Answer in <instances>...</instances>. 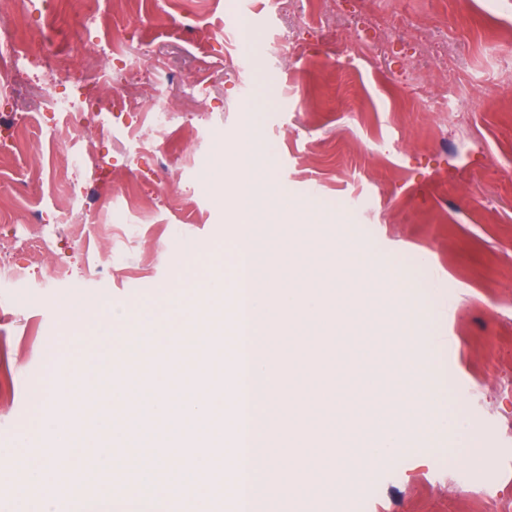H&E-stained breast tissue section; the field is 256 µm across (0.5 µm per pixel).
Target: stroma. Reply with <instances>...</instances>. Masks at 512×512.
<instances>
[{
	"mask_svg": "<svg viewBox=\"0 0 512 512\" xmlns=\"http://www.w3.org/2000/svg\"><path fill=\"white\" fill-rule=\"evenodd\" d=\"M53 4V15L38 4L21 22L0 12V30L32 54L47 41L101 36L96 25L75 32L74 0ZM144 8L132 27L125 0L113 3L110 36L123 62L101 94L129 93L137 113L110 134L84 131L112 161L111 195L95 220L82 200L51 191L55 168L69 166L82 185L94 175L72 167L65 150L46 151L54 96L40 71L25 65L0 77V136H17L23 148L0 155V243L38 222L49 257L13 251L24 276L0 283V350L9 351L0 362V449L25 454L52 441L41 397L106 390L103 358L153 342L172 296L234 304L224 224L239 175L224 163L249 124L257 235L273 224H321L381 267L438 282L448 389L481 446L461 459L482 466L481 490L456 488L446 459L379 455L346 491L310 493L296 512H499L512 502V85L483 81L482 72L489 47L512 64V0H146ZM287 33L290 47L279 48ZM461 56L474 66L458 69ZM145 57L149 69L135 70ZM450 79L470 95L469 109L426 112ZM161 108L169 111L162 128L153 121ZM59 209L72 212L81 237L54 223ZM317 249L312 239L306 252L291 251L267 281L300 301H330L346 282L310 260ZM57 264L65 278L53 277ZM355 300L365 315L346 329L306 318L253 336L288 361L296 397L332 402L373 377L415 391L397 379L396 354L381 339L382 297L360 291ZM112 306L125 310L124 322L112 320ZM72 313L86 319L75 351L63 346ZM298 334L309 348L295 347ZM335 440L334 420L308 410L288 446L317 467ZM0 482L28 488L0 496V512H51L28 474L11 470Z\"/></svg>",
	"mask_w": 512,
	"mask_h": 512,
	"instance_id": "stroma-1",
	"label": "stroma"
}]
</instances>
